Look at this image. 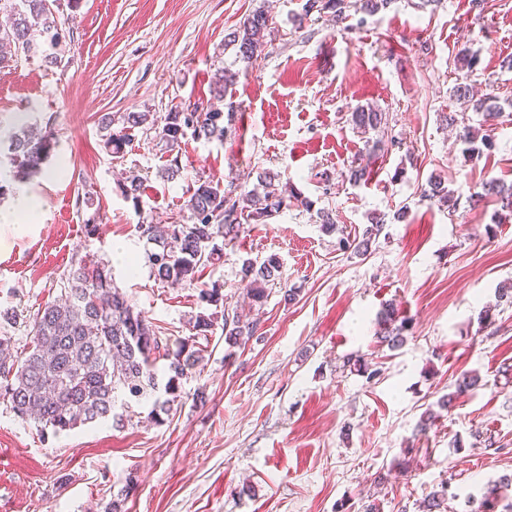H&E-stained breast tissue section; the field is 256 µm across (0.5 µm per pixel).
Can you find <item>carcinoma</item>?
I'll return each instance as SVG.
<instances>
[{"label": "carcinoma", "instance_id": "1", "mask_svg": "<svg viewBox=\"0 0 512 512\" xmlns=\"http://www.w3.org/2000/svg\"><path fill=\"white\" fill-rule=\"evenodd\" d=\"M82 0H0V10L8 13L9 24L0 28V48L14 53L41 54L49 67L62 65V57L48 51L62 38L60 9L69 10L67 18L76 21ZM348 0H305L298 25L312 16L329 15L342 24L349 18ZM273 18L263 9L247 15L229 34L228 43L235 56L250 62L261 53L270 35ZM464 70L461 81L450 90L459 101L473 102V110L485 117L496 118L501 106L497 97L488 93L478 99L471 96V76L477 58L463 53L457 58ZM236 73L222 67L214 76L215 91L224 96L235 83ZM234 116L233 105L224 112L198 103L177 106L164 117L148 112H127L119 116L122 134L110 132L112 118L104 129L109 131L105 144L112 153L121 152L129 141V131L137 128L154 131L165 143L168 164L161 178L172 181L181 174L182 140L224 141V119ZM386 113L363 106L351 112L353 124L366 133L384 124ZM448 124L459 128L458 139L476 152V141L491 147L489 135H479L466 118L448 114ZM4 156L9 170L0 172V196L11 185L39 172L53 150L49 132L25 128L7 139ZM276 175L266 172L259 176L262 191L252 190L240 195L225 191L219 181L198 180L187 201L189 220L184 224L136 225L139 237L146 241V263L156 280L169 288H184L198 282L204 268L224 258V249L235 244L243 225L266 221L278 216L295 201L310 208L313 201L291 188L280 189L274 184ZM421 197L439 203L454 212L453 195L440 178H433L422 188ZM494 197L501 210L512 214V183L491 179L472 194L476 203ZM384 221L372 219L361 236L340 237L338 249L365 255L382 232ZM280 264L271 255L261 263L243 262L240 282L253 304L264 305L268 286L275 283ZM198 312L193 319L196 334L170 343L135 311L126 296L114 286L107 265L86 256L72 261L62 277L60 297L44 304L32 318L31 342L20 357L13 337L0 332V402L23 421L33 420L41 430L55 433L73 430L102 419L112 420L120 428L133 405L152 400V415L158 419L170 414L174 407L183 406L182 381L200 369L203 352L199 339H208L214 322L223 320L224 343L231 348L242 344L245 337L255 334L258 323L244 322L237 314H229L224 306V285L213 282L198 291ZM408 320L398 309L389 305L380 315L376 339L379 346L390 350L407 342ZM166 361L165 377L158 378L157 363ZM343 366L372 381L378 370L371 368L361 355L346 358ZM486 386L476 370H464L454 383V390L442 395L437 405L450 410L462 394ZM512 489V474L503 475L490 484L476 512H512V502L503 503ZM132 491L127 484L112 494L105 512H125L124 505Z\"/></svg>", "mask_w": 512, "mask_h": 512}]
</instances>
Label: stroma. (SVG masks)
<instances>
[{"label": "stroma", "mask_w": 512, "mask_h": 512, "mask_svg": "<svg viewBox=\"0 0 512 512\" xmlns=\"http://www.w3.org/2000/svg\"><path fill=\"white\" fill-rule=\"evenodd\" d=\"M418 2L299 28L292 18L304 0H83L63 27L62 67L23 55L0 65V125L25 116L54 138L42 172L0 197L5 211L21 197L40 204L24 223H0V309L22 317L8 328L17 348L30 341L29 317L59 296L72 258L89 254L107 261L115 285L164 337L191 336L198 291L154 279L136 226L186 220L198 178L238 194L269 171L314 202L246 225L223 264L203 270L201 282H223L233 311L245 308L243 260L281 261L277 287L249 310L255 336L231 352L214 329L200 373L182 383L185 404L164 423L148 419L146 401L121 428L101 421L42 434L0 405V512H103L130 481L127 512H362L371 502L380 512H421L440 489L441 512H467L468 497L512 473V386L496 376L512 365V307L478 325L500 284L512 283V218L500 220L495 201L468 202L489 179L512 182V71L500 67L512 55V0H485L481 11L471 0ZM259 8L274 32L261 55L236 61L224 37ZM465 47L478 54L477 89H493L504 107L492 123L449 94ZM221 66L237 74L225 95L237 112L223 141H188L175 180L159 176L167 154L158 138L136 130L121 153L105 148L106 115L213 102ZM359 104L387 114L385 132L354 129ZM462 111L493 149L471 154L456 141L446 116ZM358 163L370 180L344 181ZM127 171L143 180L139 201L122 192ZM432 176L446 182L455 212L421 198ZM321 209L353 236L375 217L385 226L367 255L343 253L322 232ZM117 241L138 261L136 274L115 258ZM286 287L298 291L293 303ZM390 302L412 324L393 351L375 339ZM351 354L371 355L379 376L369 382L344 368ZM464 370L479 371L487 387L416 433ZM478 435L494 447L475 443Z\"/></svg>", "instance_id": "stroma-1"}]
</instances>
